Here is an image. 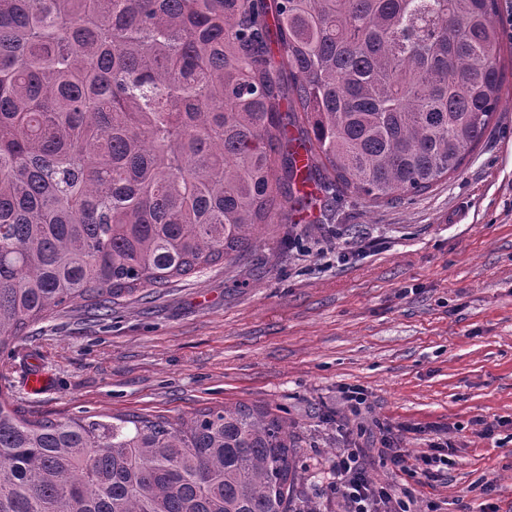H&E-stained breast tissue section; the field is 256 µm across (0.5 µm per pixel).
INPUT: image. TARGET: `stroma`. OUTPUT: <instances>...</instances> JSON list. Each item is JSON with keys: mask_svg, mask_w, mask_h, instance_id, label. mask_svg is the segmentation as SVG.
Instances as JSON below:
<instances>
[{"mask_svg": "<svg viewBox=\"0 0 512 512\" xmlns=\"http://www.w3.org/2000/svg\"><path fill=\"white\" fill-rule=\"evenodd\" d=\"M505 73L502 106L460 173L390 203L337 195L291 234L261 226L235 259L116 299L109 319L75 303L0 350V390L29 418L175 423L265 407L292 427L294 502L340 512L336 455L357 448L372 479L411 493L412 512H512ZM385 438L442 461L409 477L381 454Z\"/></svg>", "mask_w": 512, "mask_h": 512, "instance_id": "stroma-1", "label": "stroma"}]
</instances>
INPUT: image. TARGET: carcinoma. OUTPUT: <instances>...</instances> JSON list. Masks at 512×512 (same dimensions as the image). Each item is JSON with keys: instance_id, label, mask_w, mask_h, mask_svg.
<instances>
[{"instance_id": "obj_1", "label": "carcinoma", "mask_w": 512, "mask_h": 512, "mask_svg": "<svg viewBox=\"0 0 512 512\" xmlns=\"http://www.w3.org/2000/svg\"><path fill=\"white\" fill-rule=\"evenodd\" d=\"M498 0H0V348L245 251L336 193L457 173L502 99ZM263 408L20 415L0 512H294Z\"/></svg>"}]
</instances>
